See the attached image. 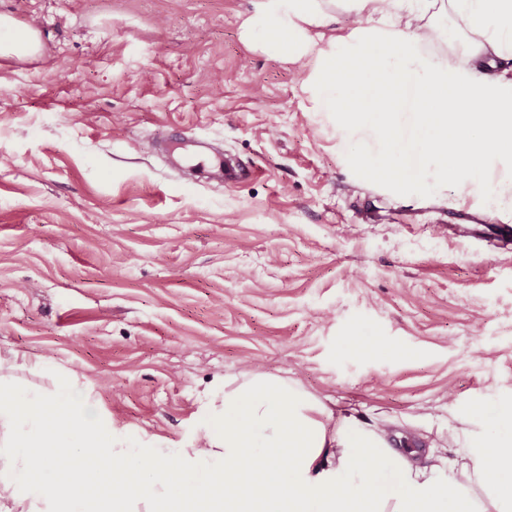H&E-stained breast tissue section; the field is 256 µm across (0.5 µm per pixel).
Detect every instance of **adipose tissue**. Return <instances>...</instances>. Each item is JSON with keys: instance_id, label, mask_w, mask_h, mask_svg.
Returning a JSON list of instances; mask_svg holds the SVG:
<instances>
[{"instance_id": "ef3b65f1", "label": "adipose tissue", "mask_w": 512, "mask_h": 512, "mask_svg": "<svg viewBox=\"0 0 512 512\" xmlns=\"http://www.w3.org/2000/svg\"><path fill=\"white\" fill-rule=\"evenodd\" d=\"M336 0H252L248 34L311 70L317 112L347 139L372 135L365 166L398 187L437 190L450 173L491 203L512 177L484 160L512 154V88L491 76L512 50V0H343L348 37L327 32ZM0 354V496L25 512H512V406L504 434L470 435L473 468L445 476L395 452L391 433L337 413L285 376L226 378L198 444L128 448L93 415L77 381L38 395L11 384Z\"/></svg>"}]
</instances>
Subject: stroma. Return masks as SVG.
I'll list each match as a JSON object with an SVG mask.
<instances>
[{"label":"stroma","mask_w":512,"mask_h":512,"mask_svg":"<svg viewBox=\"0 0 512 512\" xmlns=\"http://www.w3.org/2000/svg\"><path fill=\"white\" fill-rule=\"evenodd\" d=\"M251 10L0 0L42 42L0 57V351L35 389L76 372L132 447H192L219 381L258 370L456 466L450 431L512 404V245L454 213L512 225V207L459 174L433 193L368 173L377 141L313 111L308 69L247 35ZM177 137L256 174L195 179L160 149Z\"/></svg>","instance_id":"1"}]
</instances>
